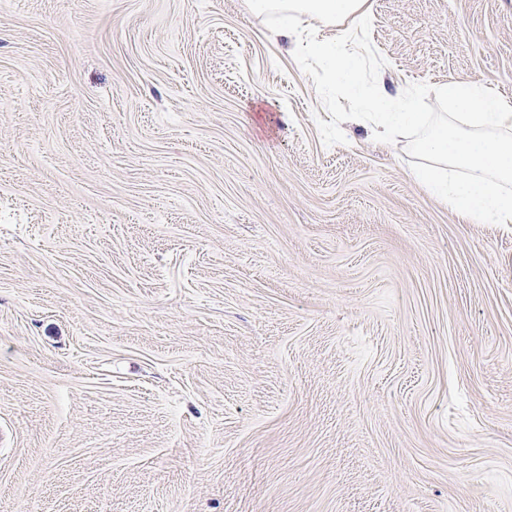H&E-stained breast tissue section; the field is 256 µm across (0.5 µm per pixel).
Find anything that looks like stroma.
Segmentation results:
<instances>
[{"mask_svg": "<svg viewBox=\"0 0 512 512\" xmlns=\"http://www.w3.org/2000/svg\"><path fill=\"white\" fill-rule=\"evenodd\" d=\"M367 6L354 90L245 0H0V512H512V224L410 176L512 0ZM366 106L375 111L377 121L374 133L385 143L391 141L392 132L399 124L417 114L412 112V94L409 91L395 98L370 99L366 102Z\"/></svg>", "mask_w": 512, "mask_h": 512, "instance_id": "1", "label": "stroma"}]
</instances>
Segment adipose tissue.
<instances>
[{"label":"adipose tissue","instance_id":"1","mask_svg":"<svg viewBox=\"0 0 512 512\" xmlns=\"http://www.w3.org/2000/svg\"><path fill=\"white\" fill-rule=\"evenodd\" d=\"M367 0H248L250 10L302 17L321 26L342 21L347 32L365 25ZM313 53L326 58L338 76L356 84L361 66L358 50H346L344 40L326 38L311 43ZM453 113L452 128H440L419 143L426 159L413 178L448 205L463 224H512V103L490 98L482 83L451 82L441 90ZM377 115L374 133L390 142L395 128L411 117V93L368 100ZM464 169L463 178L448 167Z\"/></svg>","mask_w":512,"mask_h":512}]
</instances>
